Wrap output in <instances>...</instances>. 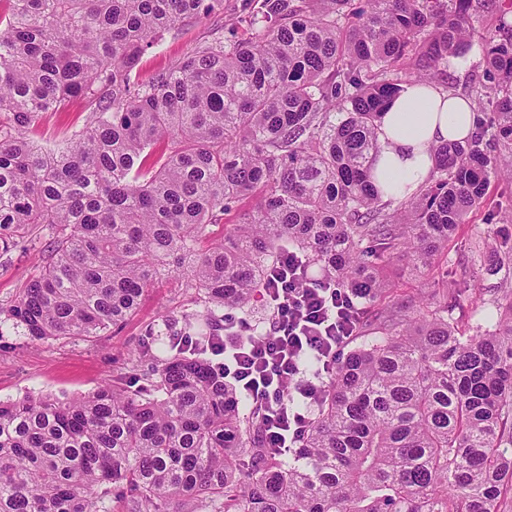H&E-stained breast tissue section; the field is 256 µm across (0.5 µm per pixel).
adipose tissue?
Masks as SVG:
<instances>
[{
	"label": "adipose tissue",
	"mask_w": 512,
	"mask_h": 512,
	"mask_svg": "<svg viewBox=\"0 0 512 512\" xmlns=\"http://www.w3.org/2000/svg\"><path fill=\"white\" fill-rule=\"evenodd\" d=\"M476 115L469 100L428 81L404 86L377 128L372 180L383 198L416 195L434 165L432 146L467 139Z\"/></svg>",
	"instance_id": "ef3b65f1"
}]
</instances>
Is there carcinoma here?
Returning a JSON list of instances; mask_svg holds the SVG:
<instances>
[{"mask_svg": "<svg viewBox=\"0 0 512 512\" xmlns=\"http://www.w3.org/2000/svg\"><path fill=\"white\" fill-rule=\"evenodd\" d=\"M223 6L0 0V254L53 231L0 315L36 342L96 336L174 276L201 306L149 327L122 382L0 400V512H512V289L458 287L450 304L433 265L491 179L512 180V0H242L241 35L133 75L164 32ZM486 13L496 28L478 35ZM476 38L474 132L434 149L418 195L382 200L381 114ZM76 98L87 122L40 145L43 116ZM488 237L486 271L512 265V242ZM286 252L358 317L284 455L195 322L250 307ZM395 258L439 289L394 303ZM487 304L488 325L460 328Z\"/></svg>", "mask_w": 512, "mask_h": 512, "instance_id": "cac0c4a2", "label": "carcinoma"}]
</instances>
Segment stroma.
<instances>
[{
    "mask_svg": "<svg viewBox=\"0 0 512 512\" xmlns=\"http://www.w3.org/2000/svg\"><path fill=\"white\" fill-rule=\"evenodd\" d=\"M239 0H224V7L206 19L189 21L166 34L144 54L137 70L148 79L185 57L202 38L224 37L233 28ZM487 212H473L468 224L448 244V259L454 269H467L469 287L480 289L484 298L497 294L503 274L485 272L477 250L485 242ZM43 241H36L0 256V305L9 303L35 273L42 259ZM191 294L182 281H159L143 296L136 315L116 332L79 339L32 343L22 329L0 315V400L27 394L73 397L94 391L127 373V353L138 344L149 325L166 319H181L195 312Z\"/></svg>",
    "mask_w": 512,
    "mask_h": 512,
    "instance_id": "1",
    "label": "stroma"
}]
</instances>
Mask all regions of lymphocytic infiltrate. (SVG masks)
Returning <instances> with one entry per match:
<instances>
[{"instance_id":"lymphocytic-infiltrate-1","label":"lymphocytic infiltrate","mask_w":512,"mask_h":512,"mask_svg":"<svg viewBox=\"0 0 512 512\" xmlns=\"http://www.w3.org/2000/svg\"><path fill=\"white\" fill-rule=\"evenodd\" d=\"M280 266L277 286L266 291L270 318L265 334L255 335L246 321L228 314L215 345L224 357L225 376L264 408L268 447L285 453L309 412L293 409L283 388L293 385L304 399H315L353 333L356 309L346 292L300 272L295 256L286 255ZM305 355L316 358L320 369L307 372L301 363Z\"/></svg>"}]
</instances>
